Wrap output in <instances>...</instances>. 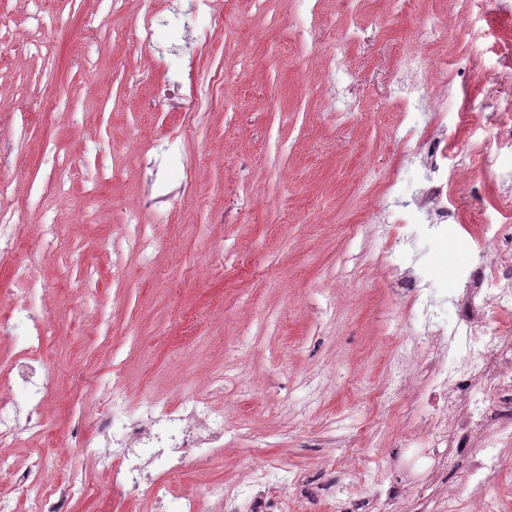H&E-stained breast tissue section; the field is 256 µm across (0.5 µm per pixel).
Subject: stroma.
<instances>
[{
  "label": "stroma",
  "mask_w": 512,
  "mask_h": 512,
  "mask_svg": "<svg viewBox=\"0 0 512 512\" xmlns=\"http://www.w3.org/2000/svg\"><path fill=\"white\" fill-rule=\"evenodd\" d=\"M156 0L139 49L141 0H0V113H28L4 170L29 199L14 211L31 277L16 284L0 257V295L27 297L44 320L42 356L56 368L43 434L21 433L16 470L47 459V485H72V512H144L114 494L86 458L51 456L74 422H91L113 373L129 404L196 392L236 434L208 462L188 457L173 495L204 481L233 486L258 461L276 467L268 496L286 512H325L301 497L316 475L343 505L394 483L421 485L401 442L414 432V393L390 386L394 352L412 353L399 280L448 291L457 323L461 270L502 192L479 141L512 99V0ZM448 15L449 117L433 138L472 153L448 196V243L419 237L393 267L375 231L391 177L410 193L419 172L393 131L401 54L419 19ZM54 48L24 39L32 15ZM350 92L335 109L326 61L350 22ZM476 113L482 133L457 126ZM64 183L62 195L39 190ZM58 225L64 246L33 238Z\"/></svg>",
  "instance_id": "obj_1"
}]
</instances>
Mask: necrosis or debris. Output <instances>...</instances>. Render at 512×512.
Returning <instances> with one entry per match:
<instances>
[{"label": "necrosis or debris", "mask_w": 512, "mask_h": 512, "mask_svg": "<svg viewBox=\"0 0 512 512\" xmlns=\"http://www.w3.org/2000/svg\"><path fill=\"white\" fill-rule=\"evenodd\" d=\"M417 53L404 57L405 78L397 80L395 95L409 115L407 156L423 167L422 185L413 198L401 199L393 221L379 231L392 254L414 247L419 233L443 238L448 224L449 172H469L472 156L461 150L452 165H445L438 146L428 136L430 124L439 117L428 102L432 69L417 61ZM465 293L458 303V323L463 334L456 346H449L435 305L423 298L420 281H411L407 293L413 312L408 322L418 349L419 369L410 372L405 356H398L392 371L399 387L425 386L440 398L431 412L420 415L417 431L404 442L414 459L420 460L430 479L446 477L448 460L465 456V481L478 486L489 483L501 470L505 458L502 445L512 443V325L488 328L489 309L512 308V256L489 260L477 250L465 270ZM55 382L49 366L26 367L20 376V390L27 400L24 423H17L14 396L0 394V472L9 468L4 454L19 431H41L45 425L41 406ZM105 408L94 429L77 426L64 437V447L109 468L111 484L118 492L147 487L156 512H200L199 499L209 496L223 500L226 512H237V499L225 495L224 486L213 483L202 491H189L179 499L169 496L165 482H146L148 464L161 462L167 475L182 473L187 451L208 458L224 450V421L197 395H189L179 408L150 399L129 408L126 387L120 378L106 385Z\"/></svg>", "instance_id": "necrosis-or-debris-1"}]
</instances>
